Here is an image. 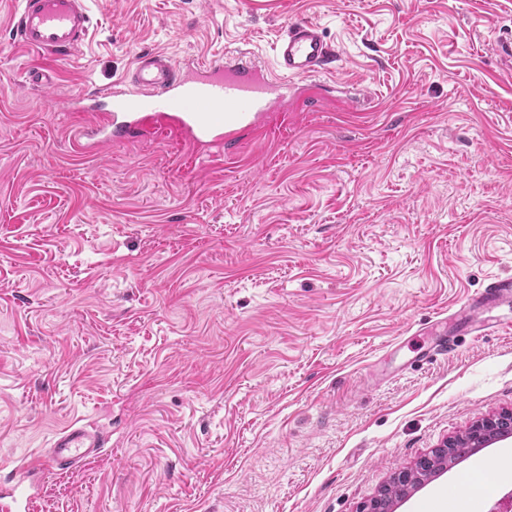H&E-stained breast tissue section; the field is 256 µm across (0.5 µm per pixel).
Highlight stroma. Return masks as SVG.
Masks as SVG:
<instances>
[{"instance_id": "1", "label": "stroma", "mask_w": 512, "mask_h": 512, "mask_svg": "<svg viewBox=\"0 0 512 512\" xmlns=\"http://www.w3.org/2000/svg\"><path fill=\"white\" fill-rule=\"evenodd\" d=\"M28 81L0 0V483L78 420L98 458L30 512H360L512 411V333L413 367L411 339L512 276V0H88ZM339 59L333 100L194 163L168 138L75 150L78 95L138 54L271 61L290 19ZM512 440L394 512L447 504Z\"/></svg>"}]
</instances>
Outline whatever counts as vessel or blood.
I'll return each instance as SVG.
<instances>
[{
    "label": "vessel or blood",
    "instance_id": "vessel-or-blood-1",
    "mask_svg": "<svg viewBox=\"0 0 512 512\" xmlns=\"http://www.w3.org/2000/svg\"><path fill=\"white\" fill-rule=\"evenodd\" d=\"M87 0H16V33L21 46L48 57H66L83 45L91 19ZM273 65L256 61L250 51L176 65L163 53L137 57L129 88L75 98L72 108L89 112L82 131L84 151L92 153L131 137L174 134L196 155L211 156L235 148L242 136L261 137L288 122L292 99H324L320 76L335 55L320 26L295 18L274 47ZM460 332L479 336L512 324V277H495L454 313ZM456 344L447 331L418 349L417 359L432 362ZM105 437L75 422L57 433L45 462L14 472L0 490V512H29L35 480L44 467L69 470L97 458Z\"/></svg>",
    "mask_w": 512,
    "mask_h": 512
}]
</instances>
